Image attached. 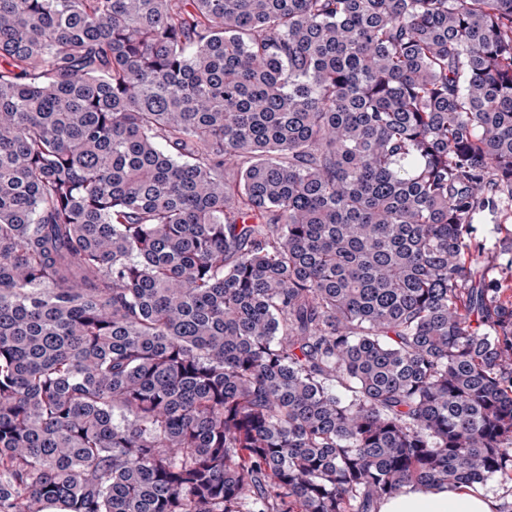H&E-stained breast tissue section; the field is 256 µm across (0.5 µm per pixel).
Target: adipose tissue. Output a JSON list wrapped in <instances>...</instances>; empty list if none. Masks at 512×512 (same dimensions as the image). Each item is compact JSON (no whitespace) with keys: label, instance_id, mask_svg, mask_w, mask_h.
<instances>
[{"label":"adipose tissue","instance_id":"adipose-tissue-1","mask_svg":"<svg viewBox=\"0 0 512 512\" xmlns=\"http://www.w3.org/2000/svg\"><path fill=\"white\" fill-rule=\"evenodd\" d=\"M484 491L467 485L455 488L406 486L381 501L378 512H495Z\"/></svg>","mask_w":512,"mask_h":512}]
</instances>
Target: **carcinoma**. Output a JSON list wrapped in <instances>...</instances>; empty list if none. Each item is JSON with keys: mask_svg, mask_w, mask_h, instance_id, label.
I'll use <instances>...</instances> for the list:
<instances>
[{"mask_svg": "<svg viewBox=\"0 0 512 512\" xmlns=\"http://www.w3.org/2000/svg\"><path fill=\"white\" fill-rule=\"evenodd\" d=\"M496 196L512 0H0V512H512ZM473 224L476 226L478 236L485 241L490 251H494V255H497L503 243H506L505 239L511 249L512 200L503 199L495 203L493 209L490 207L479 211L474 217ZM484 491L499 503L502 490L495 484ZM484 491L459 484L453 489L410 485L381 501L378 512H495V502Z\"/></svg>", "mask_w": 512, "mask_h": 512, "instance_id": "carcinoma-1", "label": "carcinoma"}]
</instances>
